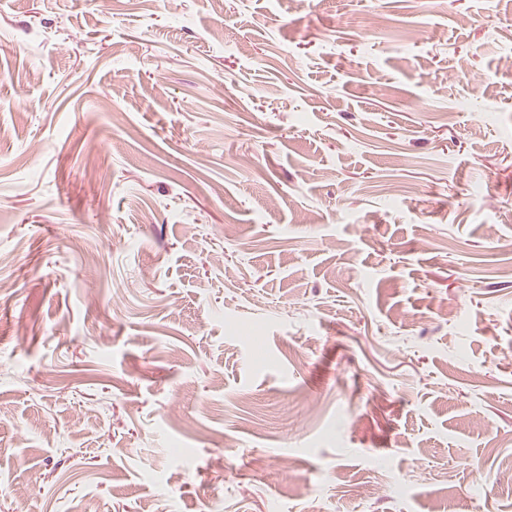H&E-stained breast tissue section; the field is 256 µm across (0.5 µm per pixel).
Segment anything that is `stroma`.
I'll return each mask as SVG.
<instances>
[{"instance_id":"35a3bbf8","label":"stroma","mask_w":512,"mask_h":512,"mask_svg":"<svg viewBox=\"0 0 512 512\" xmlns=\"http://www.w3.org/2000/svg\"><path fill=\"white\" fill-rule=\"evenodd\" d=\"M510 57L512 0H0V512H512Z\"/></svg>"}]
</instances>
